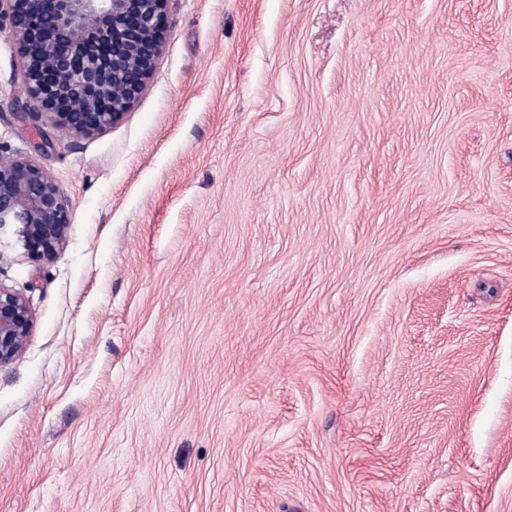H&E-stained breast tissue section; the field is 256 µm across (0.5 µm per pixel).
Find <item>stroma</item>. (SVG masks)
Masks as SVG:
<instances>
[{
    "label": "stroma",
    "instance_id": "obj_1",
    "mask_svg": "<svg viewBox=\"0 0 512 512\" xmlns=\"http://www.w3.org/2000/svg\"><path fill=\"white\" fill-rule=\"evenodd\" d=\"M18 68L72 225L0 233V512H512V0H169L82 138ZM32 328L33 315L25 298L0 286V366L21 356Z\"/></svg>",
    "mask_w": 512,
    "mask_h": 512
}]
</instances>
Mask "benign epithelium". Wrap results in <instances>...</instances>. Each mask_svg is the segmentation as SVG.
<instances>
[{"instance_id": "7a95c632", "label": "benign epithelium", "mask_w": 512, "mask_h": 512, "mask_svg": "<svg viewBox=\"0 0 512 512\" xmlns=\"http://www.w3.org/2000/svg\"><path fill=\"white\" fill-rule=\"evenodd\" d=\"M168 0H0L32 119L81 137L119 121L151 79L165 44ZM72 217L61 185L33 159H0V232L21 226L28 255L51 263ZM32 311L0 287V366L23 353Z\"/></svg>"}]
</instances>
